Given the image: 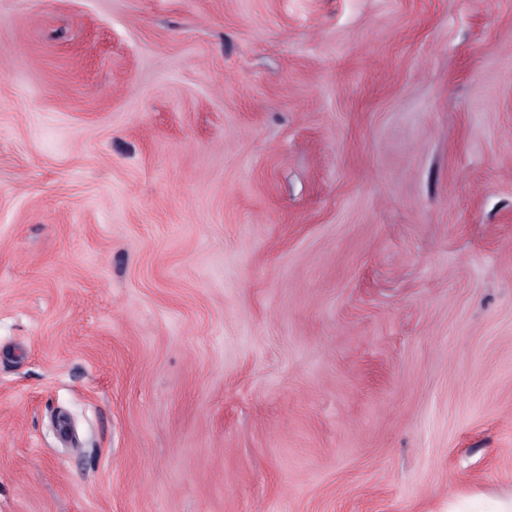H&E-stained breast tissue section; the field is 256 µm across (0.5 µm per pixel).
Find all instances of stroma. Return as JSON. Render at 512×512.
<instances>
[{
	"label": "stroma",
	"instance_id": "35a3bbf8",
	"mask_svg": "<svg viewBox=\"0 0 512 512\" xmlns=\"http://www.w3.org/2000/svg\"><path fill=\"white\" fill-rule=\"evenodd\" d=\"M512 495V0H0V512Z\"/></svg>",
	"mask_w": 512,
	"mask_h": 512
}]
</instances>
